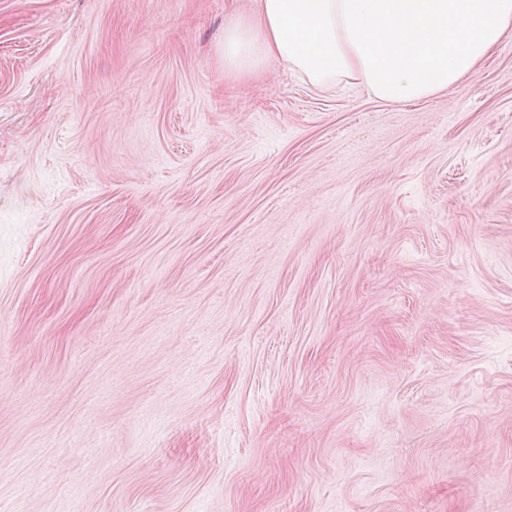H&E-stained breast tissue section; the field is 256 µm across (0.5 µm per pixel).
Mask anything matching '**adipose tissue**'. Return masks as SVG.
I'll list each match as a JSON object with an SVG mask.
<instances>
[{"instance_id": "1", "label": "adipose tissue", "mask_w": 512, "mask_h": 512, "mask_svg": "<svg viewBox=\"0 0 512 512\" xmlns=\"http://www.w3.org/2000/svg\"><path fill=\"white\" fill-rule=\"evenodd\" d=\"M509 32L512 0H257L224 24V69L277 63L320 90L404 105L472 75Z\"/></svg>"}]
</instances>
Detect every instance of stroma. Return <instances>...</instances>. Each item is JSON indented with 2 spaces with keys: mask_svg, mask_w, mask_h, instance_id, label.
Returning <instances> with one entry per match:
<instances>
[{
  "mask_svg": "<svg viewBox=\"0 0 512 512\" xmlns=\"http://www.w3.org/2000/svg\"><path fill=\"white\" fill-rule=\"evenodd\" d=\"M253 5L0 0V512H512V34L393 106Z\"/></svg>",
  "mask_w": 512,
  "mask_h": 512,
  "instance_id": "stroma-1",
  "label": "stroma"
}]
</instances>
